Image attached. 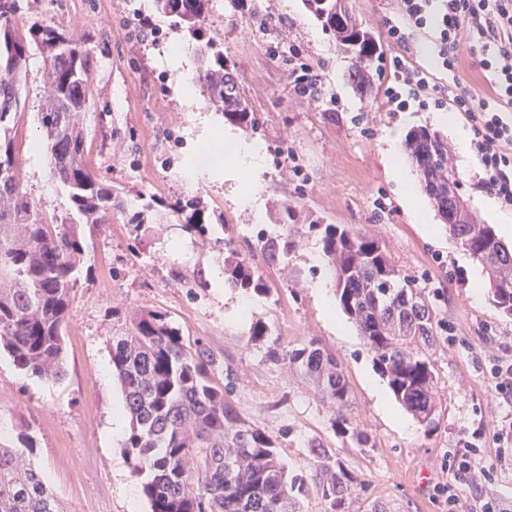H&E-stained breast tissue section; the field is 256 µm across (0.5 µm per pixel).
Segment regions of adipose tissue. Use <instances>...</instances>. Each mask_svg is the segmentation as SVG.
<instances>
[{"label":"adipose tissue","instance_id":"obj_1","mask_svg":"<svg viewBox=\"0 0 512 512\" xmlns=\"http://www.w3.org/2000/svg\"><path fill=\"white\" fill-rule=\"evenodd\" d=\"M228 164L233 165L238 176L249 180L248 188L238 192L236 205L251 206L259 188L257 176L265 164V150L260 141L238 142L221 137L212 138L188 160L184 179L187 184H195L202 173L223 168Z\"/></svg>","mask_w":512,"mask_h":512}]
</instances>
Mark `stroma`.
<instances>
[{"label":"stroma","mask_w":512,"mask_h":512,"mask_svg":"<svg viewBox=\"0 0 512 512\" xmlns=\"http://www.w3.org/2000/svg\"><path fill=\"white\" fill-rule=\"evenodd\" d=\"M354 12L375 37L382 55L404 54L409 64L444 82L433 63L431 36L412 32L407 50L386 35L393 0H351ZM31 14L85 35L89 47L107 43L94 79L96 110L87 116L93 168L123 188L128 198L157 200L146 223L116 218L85 232L81 285L70 309L65 338L66 375L54 381L28 375L0 353V445L17 447L29 434L32 461L60 498L64 512H150L123 450L125 431L114 420L122 391L112 372V338L137 310L167 313L186 342H202L214 355L215 377L227 383V399L256 426L276 436L290 469L305 466L306 443L322 442L355 476L346 512H443L434 494L447 475L441 464L463 442L475 443L483 462L495 465L492 494L512 502V460L499 462L491 435L512 417V403L489 387L496 357L512 355V315L497 309L489 294L474 298L480 270L451 240L438 216L412 220L403 188L384 156L389 131L417 126L438 129L437 109L384 111L390 85L381 77L372 96L361 97L347 79L351 60L323 31L302 0H213L198 30L175 27L159 15L154 0H31ZM216 39L227 65L235 67L260 124L254 133L266 147V162L253 207L233 204L237 181L217 171L187 185V158L214 133L224 117L201 93L179 88L198 67V47ZM188 53L172 58L173 44ZM310 65L321 79L318 101L299 98L291 74ZM460 192L488 224L512 218L478 186L471 151L452 145ZM17 177L50 215L63 217L66 197L52 185L44 155L18 151ZM194 210H185L186 201ZM295 209L298 229L287 263L267 268L264 294L224 285V216L239 238L251 224L277 223L282 203ZM352 224L378 240L406 273L436 295L440 319L432 355L435 426L425 429L395 400L380 379L356 326L326 314L321 288L332 276L320 258L311 221ZM270 328L252 340V323ZM318 342L335 354L350 385L347 415L368 437L361 448L337 431L332 407L289 365L269 357Z\"/></svg>","instance_id":"1"}]
</instances>
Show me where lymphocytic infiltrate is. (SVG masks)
<instances>
[{
  "label": "lymphocytic infiltrate",
  "mask_w": 512,
  "mask_h": 512,
  "mask_svg": "<svg viewBox=\"0 0 512 512\" xmlns=\"http://www.w3.org/2000/svg\"><path fill=\"white\" fill-rule=\"evenodd\" d=\"M397 16L387 24L388 39L403 46L411 31L433 30L436 66L449 78L439 86L402 57L380 59V69L392 80L385 110L399 112L412 102L426 109L452 100L472 122L470 150L480 166V187L512 207V119L502 111L503 105H512V0H398ZM465 47L490 83L491 96L478 97L458 82L455 73ZM445 467L453 478L438 484L436 494L448 512H506L488 492L494 469L483 464L479 448L463 446ZM462 482L473 491L470 501L459 494Z\"/></svg>",
  "instance_id": "1"
}]
</instances>
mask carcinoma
I'll return each instance as SVG.
<instances>
[{
    "mask_svg": "<svg viewBox=\"0 0 512 512\" xmlns=\"http://www.w3.org/2000/svg\"><path fill=\"white\" fill-rule=\"evenodd\" d=\"M306 9L352 59L349 80L362 95L373 91L380 72L379 46L356 17L349 0H303ZM156 11L174 25H199L211 0H155ZM209 39L199 48L192 81L224 122L242 130L258 118L241 92L236 70ZM45 55L44 102L37 113L51 183L70 209L47 217L16 177L17 140L25 118L22 101L27 59ZM92 49L71 30L24 17L23 0H0V348L21 371L44 379L65 376V336L86 249L83 226L102 227L117 216L140 224L152 202L136 208L123 190L95 174L93 139L84 125L95 105ZM406 154L449 236L482 267L512 282V247L491 224L448 223V141L419 126L405 136ZM292 207L285 206L276 230L243 254L227 219L224 283L244 293H267L264 269L288 262L294 248ZM331 268L336 296L356 324L376 368L396 399L419 422L435 411L431 349L436 336L435 303L418 278L403 274L377 240L341 224H316ZM404 275L420 304L382 293V281ZM270 357L309 375L324 400L336 408V426L349 429L350 389L336 356L315 342ZM215 360L205 345L187 344L166 318L143 311L112 337V368L123 393L129 431L123 448L141 482L151 512H303L314 494L329 512L351 494L354 477L317 439L308 442L310 473L290 474L277 440L243 417L211 375ZM18 448L0 447V512H63L60 501L31 461L30 437Z\"/></svg>",
    "mask_w": 512,
    "mask_h": 512,
    "instance_id": "obj_1",
    "label": "carcinoma"
}]
</instances>
